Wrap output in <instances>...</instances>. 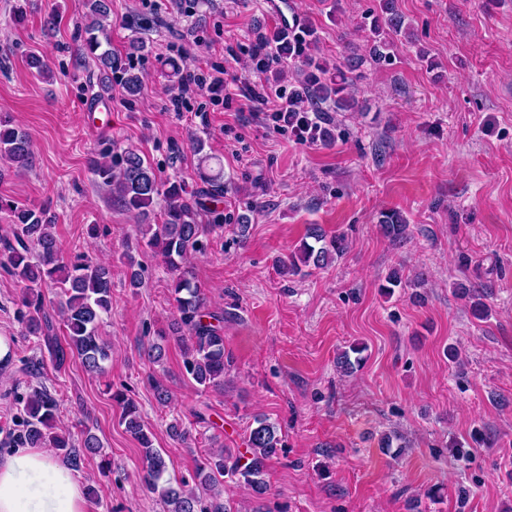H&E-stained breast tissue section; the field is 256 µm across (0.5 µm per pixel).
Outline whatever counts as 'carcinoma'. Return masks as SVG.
<instances>
[{
	"mask_svg": "<svg viewBox=\"0 0 512 512\" xmlns=\"http://www.w3.org/2000/svg\"><path fill=\"white\" fill-rule=\"evenodd\" d=\"M380 13L373 15L370 31L374 35L371 59L380 64L389 61L383 34L399 32L402 17L395 11L394 0H380ZM84 49L99 63L102 78L99 87L105 92L112 86V70L117 60L102 49V37L107 35L105 21L110 13V0H85ZM288 57L304 58L305 69L298 86L288 92L292 107L290 121L299 130L313 127L318 137H329L327 130L312 125L305 113L321 112L323 106L345 110L355 105L350 95V83L341 69L330 72L326 61L310 54L315 43L312 28L293 23L266 35ZM0 158L21 169L33 165L28 134L9 128L0 120ZM93 174L107 187L111 197L136 214L149 212L158 201L164 202V221L161 224H142L139 227L138 246L159 255L172 271L169 284L170 302L175 319L173 331L183 357L187 375L205 388H224V378L232 359L224 348V317L207 311L201 286L184 268L188 257L201 249L202 238L216 228L214 224H200L196 220L186 190L180 184H171L166 191L159 188L154 168L134 149L109 152L92 162ZM0 211L11 214V224L3 242L0 262L4 271L21 288L19 321L26 334L42 338L50 361L63 367L68 359L76 357L84 369L93 375L105 372V363L112 359L109 343L99 336L102 316L112 307V269L88 256L67 261L62 255L55 224L43 208H30L0 197ZM382 233L394 240L407 237L409 224L397 210L380 214ZM306 237L315 241L302 242L298 251L279 266L281 275H295L301 267L327 265L343 254L347 244L342 235L326 238L318 226L308 228ZM59 289L57 313L63 323L64 341H59L55 325L45 311V288ZM112 399L122 409V423L126 432L141 446L142 469L139 479L151 492L158 495L165 512H232L224 503V479L247 485L256 499L267 492L268 462L284 447L283 436L276 424L265 417L255 418L254 427L246 440L245 451L234 452L220 448L204 458L196 471V487L186 480L165 478L168 464L160 450L153 447L149 429L143 423L138 407L121 392ZM59 402L45 386L33 389L23 407V417L17 438L29 448H51L72 468L80 470L86 458L101 453L96 436L88 433L75 443L66 432L57 428Z\"/></svg>",
	"mask_w": 512,
	"mask_h": 512,
	"instance_id": "obj_1",
	"label": "carcinoma"
}]
</instances>
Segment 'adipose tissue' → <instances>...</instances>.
Masks as SVG:
<instances>
[{
	"label": "adipose tissue",
	"instance_id": "adipose-tissue-1",
	"mask_svg": "<svg viewBox=\"0 0 512 512\" xmlns=\"http://www.w3.org/2000/svg\"><path fill=\"white\" fill-rule=\"evenodd\" d=\"M0 512H86L82 484L46 448L0 456Z\"/></svg>",
	"mask_w": 512,
	"mask_h": 512
}]
</instances>
